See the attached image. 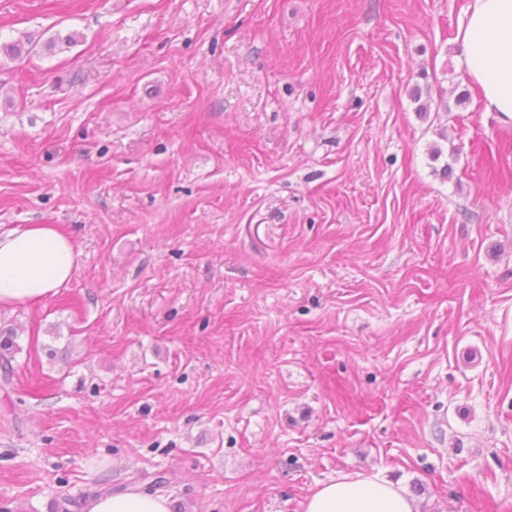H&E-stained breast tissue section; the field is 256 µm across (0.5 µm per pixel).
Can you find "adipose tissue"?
I'll return each mask as SVG.
<instances>
[{"label": "adipose tissue", "mask_w": 512, "mask_h": 512, "mask_svg": "<svg viewBox=\"0 0 512 512\" xmlns=\"http://www.w3.org/2000/svg\"><path fill=\"white\" fill-rule=\"evenodd\" d=\"M460 68L477 85L484 111L512 126V0H469L457 25ZM76 272L70 236L55 224H24L0 233V308L43 304ZM86 512H170L169 500L135 489L92 499ZM303 512H416L399 484L378 474L324 483Z\"/></svg>", "instance_id": "adipose-tissue-1"}]
</instances>
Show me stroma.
<instances>
[{
	"label": "stroma",
	"mask_w": 512,
	"mask_h": 512,
	"mask_svg": "<svg viewBox=\"0 0 512 512\" xmlns=\"http://www.w3.org/2000/svg\"><path fill=\"white\" fill-rule=\"evenodd\" d=\"M467 5L0 0V229L77 264L0 310V507L162 474L182 512H303L378 470L512 512V127Z\"/></svg>",
	"instance_id": "stroma-1"
}]
</instances>
